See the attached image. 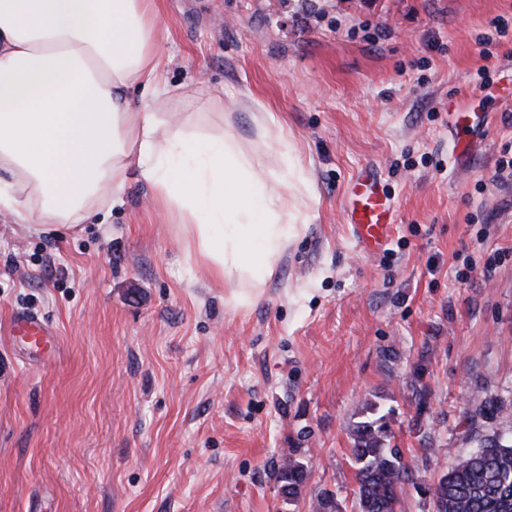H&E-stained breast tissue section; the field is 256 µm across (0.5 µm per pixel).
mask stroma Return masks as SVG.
Returning <instances> with one entry per match:
<instances>
[{"label":"stroma","mask_w":512,"mask_h":512,"mask_svg":"<svg viewBox=\"0 0 512 512\" xmlns=\"http://www.w3.org/2000/svg\"><path fill=\"white\" fill-rule=\"evenodd\" d=\"M157 26L174 110L272 176L285 133L304 223L239 307L137 181L74 228L0 215V512H311L323 489L353 512L370 405L413 473L400 512H430L445 449L512 436V0H159ZM461 103L482 123L456 145ZM367 168L396 210L373 254L342 212ZM23 313L45 346L11 333ZM308 469V462L293 455L280 460L274 466V480L284 500L294 501L304 493Z\"/></svg>","instance_id":"35a3bbf8"}]
</instances>
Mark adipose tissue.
I'll return each instance as SVG.
<instances>
[{"instance_id":"adipose-tissue-1","label":"adipose tissue","mask_w":512,"mask_h":512,"mask_svg":"<svg viewBox=\"0 0 512 512\" xmlns=\"http://www.w3.org/2000/svg\"><path fill=\"white\" fill-rule=\"evenodd\" d=\"M157 15V0H0V213L33 231L76 225L138 180L246 305L297 233L300 179L271 187L233 137L156 110L175 93Z\"/></svg>"}]
</instances>
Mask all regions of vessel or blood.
Returning a JSON list of instances; mask_svg holds the SVG:
<instances>
[{"instance_id": "b4317fda", "label": "vessel or blood", "mask_w": 512, "mask_h": 512, "mask_svg": "<svg viewBox=\"0 0 512 512\" xmlns=\"http://www.w3.org/2000/svg\"><path fill=\"white\" fill-rule=\"evenodd\" d=\"M344 212L359 247L367 253L377 252L383 246L395 224L392 199L381 179L369 169L361 172L350 186ZM13 330L25 336L34 346L39 347L44 343V329L35 316L17 317Z\"/></svg>"}]
</instances>
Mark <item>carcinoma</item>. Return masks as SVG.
Listing matches in <instances>:
<instances>
[{
    "instance_id": "obj_1",
    "label": "carcinoma",
    "mask_w": 512,
    "mask_h": 512,
    "mask_svg": "<svg viewBox=\"0 0 512 512\" xmlns=\"http://www.w3.org/2000/svg\"><path fill=\"white\" fill-rule=\"evenodd\" d=\"M387 415L358 422L351 455L359 512H397L403 487L412 478L403 453L391 444ZM309 463L292 455L274 466L281 497L288 501L305 491ZM432 512H512V438L484 440L467 454H456L439 482L429 489ZM313 512H342L336 492L315 495Z\"/></svg>"
}]
</instances>
